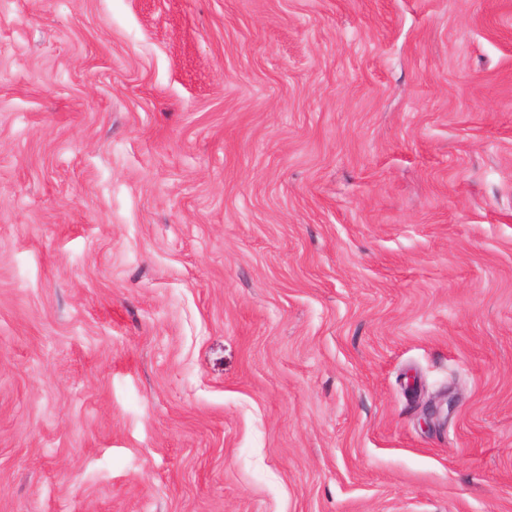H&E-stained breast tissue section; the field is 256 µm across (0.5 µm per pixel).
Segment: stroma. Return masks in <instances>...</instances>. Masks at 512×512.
<instances>
[{
	"mask_svg": "<svg viewBox=\"0 0 512 512\" xmlns=\"http://www.w3.org/2000/svg\"><path fill=\"white\" fill-rule=\"evenodd\" d=\"M0 512H512V0H0Z\"/></svg>",
	"mask_w": 512,
	"mask_h": 512,
	"instance_id": "35a3bbf8",
	"label": "stroma"
}]
</instances>
